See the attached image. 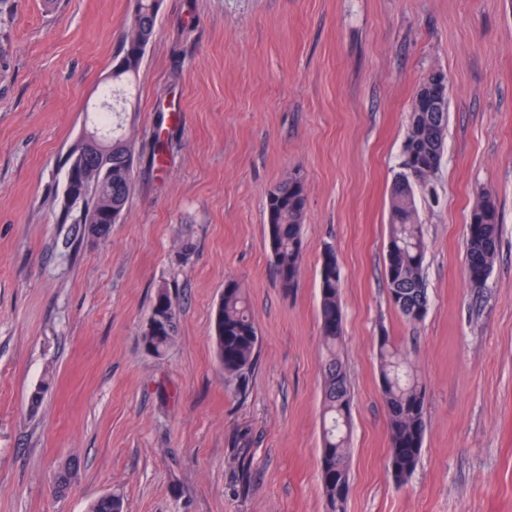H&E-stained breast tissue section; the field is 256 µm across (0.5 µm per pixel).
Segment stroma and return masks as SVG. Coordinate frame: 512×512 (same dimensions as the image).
I'll return each instance as SVG.
<instances>
[{
	"instance_id": "35a3bbf8",
	"label": "stroma",
	"mask_w": 512,
	"mask_h": 512,
	"mask_svg": "<svg viewBox=\"0 0 512 512\" xmlns=\"http://www.w3.org/2000/svg\"><path fill=\"white\" fill-rule=\"evenodd\" d=\"M133 6L0 0V512H86L115 490L126 512H326L327 246L353 396L346 512H512V0H161L123 118L133 190L107 237L76 236L55 218L62 163ZM436 69L448 127L436 193L416 196L429 306L410 323L385 279L388 200L413 96ZM296 171L304 254L286 291L266 193ZM483 188L500 238L476 289L465 242ZM230 279L260 336L242 385L214 341ZM161 286L180 314L157 358L142 335ZM382 335L425 391L403 483L387 470Z\"/></svg>"
}]
</instances>
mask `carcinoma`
Returning <instances> with one entry per match:
<instances>
[{"label": "carcinoma", "mask_w": 512, "mask_h": 512, "mask_svg": "<svg viewBox=\"0 0 512 512\" xmlns=\"http://www.w3.org/2000/svg\"><path fill=\"white\" fill-rule=\"evenodd\" d=\"M138 26H129L117 61L125 67L112 75V88L102 97L114 95L123 87L133 93V77L138 73L146 48L156 33L158 12L152 0H135ZM448 113L412 112L402 156H411L415 166L424 168L419 183L412 187L394 180L389 199V234L385 271L393 306L408 321H421L428 311L423 280L426 254L421 224L415 204V191L434 193L432 178L443 154ZM135 150L133 142L118 137L112 142V194H107L94 177H89L76 201L62 206L60 224H90L97 234L109 233V213L121 215L133 187ZM306 193L302 176L288 177L273 185L266 194L267 240L281 288L289 290L297 282L304 250L303 220ZM499 214L492 195L482 190L470 210L467 224L465 267L479 273L491 270L498 248ZM342 277L335 253L329 247L322 253L319 271L320 333L324 347L321 360L323 377V446L320 476L328 512H343L350 490L349 414L352 395L337 347L342 339L340 288ZM165 306L166 322L143 335L147 352L160 358L172 347L178 331L179 310L165 287L157 289L148 325L156 322L158 308ZM215 344L224 372L246 381L255 362L259 336L246 295L234 280L224 286L217 311ZM381 391L387 407L390 449L388 468L398 482L413 473L421 455L425 434V392L402 347L388 336L377 344ZM88 512H124L123 495L115 490L94 500Z\"/></svg>", "instance_id": "1"}]
</instances>
